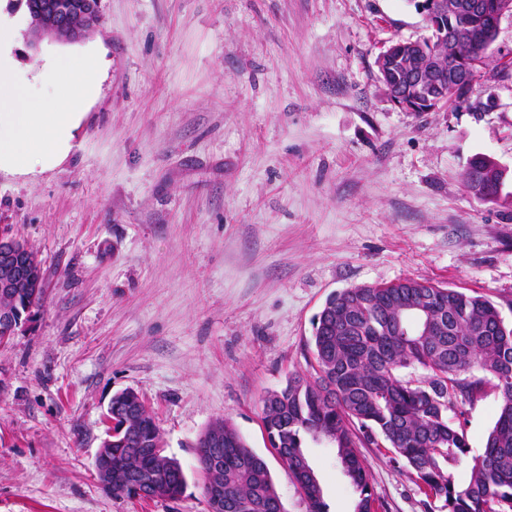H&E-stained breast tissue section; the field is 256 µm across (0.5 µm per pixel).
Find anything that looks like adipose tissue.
Listing matches in <instances>:
<instances>
[{
  "label": "adipose tissue",
  "mask_w": 512,
  "mask_h": 512,
  "mask_svg": "<svg viewBox=\"0 0 512 512\" xmlns=\"http://www.w3.org/2000/svg\"><path fill=\"white\" fill-rule=\"evenodd\" d=\"M17 28L0 19V172L51 168L70 151L81 109L96 91V60L74 58L65 68L51 62L19 69L14 56ZM54 87L52 99L34 93L35 83Z\"/></svg>",
  "instance_id": "1"
}]
</instances>
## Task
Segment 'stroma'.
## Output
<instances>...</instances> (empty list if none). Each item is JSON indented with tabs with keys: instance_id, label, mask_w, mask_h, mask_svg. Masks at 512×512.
Segmentation results:
<instances>
[{
	"instance_id": "stroma-1",
	"label": "stroma",
	"mask_w": 512,
	"mask_h": 512,
	"mask_svg": "<svg viewBox=\"0 0 512 512\" xmlns=\"http://www.w3.org/2000/svg\"><path fill=\"white\" fill-rule=\"evenodd\" d=\"M83 41L18 38L21 66L89 52L97 92L55 167L0 173V227L47 290L0 346V512H208L194 444L221 419L265 458L285 512H307L271 453L263 397L313 373L327 297L412 278L477 292L512 322V18L471 101L407 112L376 67L427 37L408 0H101ZM484 155L505 196L460 174ZM132 389L182 465L179 500L115 498L94 471L116 392ZM484 384L450 411L479 455L497 415ZM330 512L353 491L307 439ZM362 453L378 512H425L405 471ZM476 168L480 170V185H476L473 178V171ZM485 180L493 183L494 197H490L483 192L482 188L485 186ZM462 181L466 190L481 201H497L500 198L502 186L505 183L503 172L497 168V164L493 159L486 156H476L469 161L462 175Z\"/></svg>"
}]
</instances>
